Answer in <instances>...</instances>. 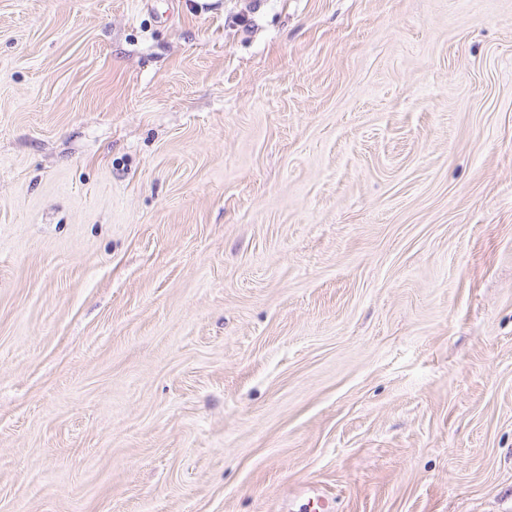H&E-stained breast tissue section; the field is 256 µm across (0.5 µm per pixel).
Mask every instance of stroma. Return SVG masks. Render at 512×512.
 <instances>
[{
	"label": "stroma",
	"mask_w": 512,
	"mask_h": 512,
	"mask_svg": "<svg viewBox=\"0 0 512 512\" xmlns=\"http://www.w3.org/2000/svg\"><path fill=\"white\" fill-rule=\"evenodd\" d=\"M512 512V0H0V512Z\"/></svg>",
	"instance_id": "obj_1"
}]
</instances>
